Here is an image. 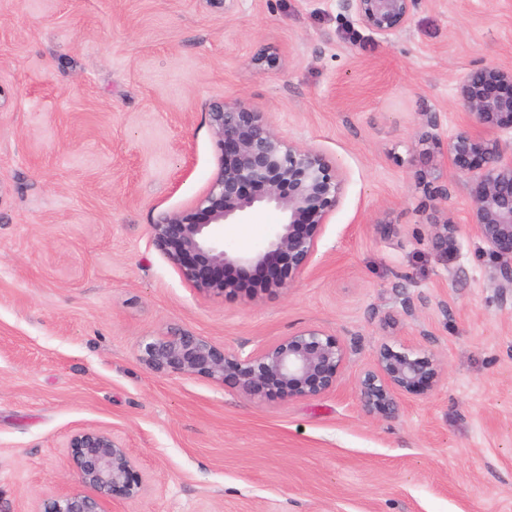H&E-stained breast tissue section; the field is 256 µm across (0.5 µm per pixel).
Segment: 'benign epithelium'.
<instances>
[{
	"label": "benign epithelium",
	"mask_w": 512,
	"mask_h": 512,
	"mask_svg": "<svg viewBox=\"0 0 512 512\" xmlns=\"http://www.w3.org/2000/svg\"><path fill=\"white\" fill-rule=\"evenodd\" d=\"M361 26L388 36L411 19L415 0H345ZM512 86V68L484 65L468 72L459 86V104L468 125L512 131V93L502 96L489 85ZM218 156L207 192L187 211L168 213L151 225L153 243L182 278L204 295L237 292L224 279L228 267L249 269L273 255L285 269L270 276L268 289L284 290L310 265L321 228L336 210L343 179L322 154L285 140L262 112L241 100H224L208 112ZM446 156L453 174L472 185L470 226L498 259L490 280L502 293L512 291V156L496 138L462 130L448 139ZM435 211L448 212V192L427 190ZM273 208L281 222L267 238L249 248L229 246L218 226L240 224L251 214ZM457 225L430 224L437 253L456 249ZM140 360L159 374L200 375L232 382L262 402L276 395L315 399L336 389L346 363L340 339L307 328L244 354L218 347L202 336L175 328L139 347ZM444 366L437 356L406 343L381 345L373 366L358 378L356 393L371 416L394 414L403 396L433 390ZM72 473L80 489L48 498L42 512H106L116 494L133 498L141 484L134 462L110 434L83 429L67 444Z\"/></svg>",
	"instance_id": "1"
}]
</instances>
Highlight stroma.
<instances>
[{"mask_svg":"<svg viewBox=\"0 0 512 512\" xmlns=\"http://www.w3.org/2000/svg\"><path fill=\"white\" fill-rule=\"evenodd\" d=\"M486 64L512 68V0H418L387 39L342 0H0V512L75 491L81 428L113 435L142 483L108 512H512V295L489 281L469 183L421 146L464 129L460 79ZM224 99L344 179L282 291L200 294L152 242L207 191ZM430 185L458 226L446 257ZM174 328L245 353L318 328L346 364L319 398L258 402L148 369L140 345ZM394 341L446 372L371 417L357 380ZM437 188V189H436ZM429 201L432 202L434 211L446 213L443 221H436L430 224V240L433 248L443 256H448V251H454L457 246L456 229L457 224L448 223V192L438 187H431L427 190Z\"/></svg>","mask_w":512,"mask_h":512,"instance_id":"35a3bbf8","label":"stroma"}]
</instances>
